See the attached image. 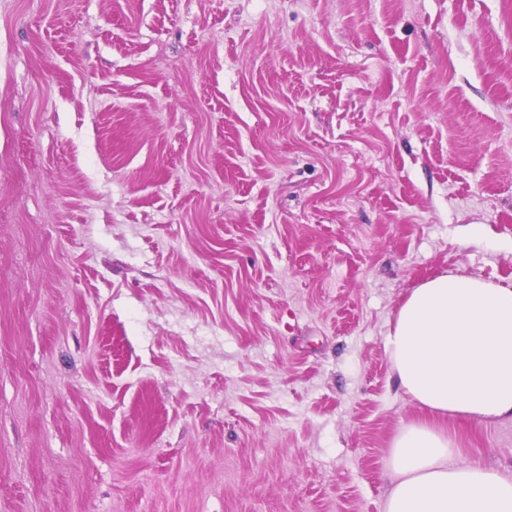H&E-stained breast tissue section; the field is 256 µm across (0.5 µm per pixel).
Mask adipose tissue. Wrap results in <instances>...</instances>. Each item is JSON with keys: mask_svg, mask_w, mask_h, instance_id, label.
<instances>
[{"mask_svg": "<svg viewBox=\"0 0 512 512\" xmlns=\"http://www.w3.org/2000/svg\"><path fill=\"white\" fill-rule=\"evenodd\" d=\"M385 348L400 388L433 418L393 438L383 512H512V468L460 461L456 436L438 422L512 420V286L427 279L398 308Z\"/></svg>", "mask_w": 512, "mask_h": 512, "instance_id": "adipose-tissue-1", "label": "adipose tissue"}]
</instances>
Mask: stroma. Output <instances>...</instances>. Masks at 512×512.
<instances>
[{"label":"stroma","mask_w":512,"mask_h":512,"mask_svg":"<svg viewBox=\"0 0 512 512\" xmlns=\"http://www.w3.org/2000/svg\"><path fill=\"white\" fill-rule=\"evenodd\" d=\"M448 273L512 285V0H0V512H382Z\"/></svg>","instance_id":"35a3bbf8"}]
</instances>
